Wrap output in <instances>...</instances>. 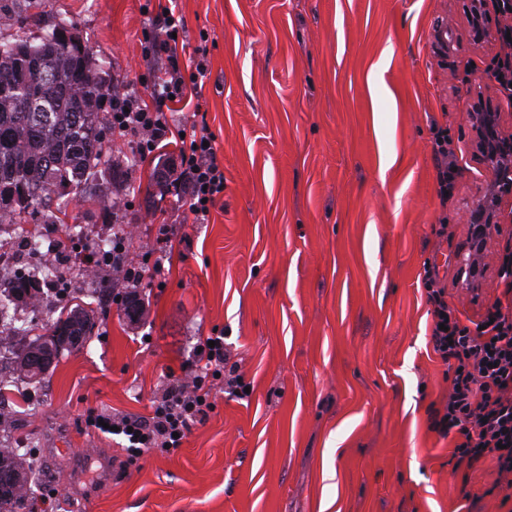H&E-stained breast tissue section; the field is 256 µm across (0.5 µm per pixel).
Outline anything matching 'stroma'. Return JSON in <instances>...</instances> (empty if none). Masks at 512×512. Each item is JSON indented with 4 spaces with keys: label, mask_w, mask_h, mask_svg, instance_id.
<instances>
[{
    "label": "stroma",
    "mask_w": 512,
    "mask_h": 512,
    "mask_svg": "<svg viewBox=\"0 0 512 512\" xmlns=\"http://www.w3.org/2000/svg\"><path fill=\"white\" fill-rule=\"evenodd\" d=\"M175 3L191 45H205L206 120L224 196L195 224L162 185L176 157L141 161L108 145L118 177L90 201L64 197L98 249L131 232L142 260L164 224L184 237L163 286L138 289L128 318L105 286L118 271L75 276L68 304L92 310L81 348L32 383L0 361V444L27 452L36 498L60 512H512L494 462L459 459L458 433L432 424L452 363L433 350L425 266L463 324L512 301L497 268L512 217L465 285L468 217L494 175L468 115L512 105L489 73L497 40L462 38L468 0H33L32 34L66 20L114 83L145 89L144 31ZM454 31L439 59L432 30ZM457 171L440 199L435 126ZM223 334L251 393L214 391V409L170 454L127 464V440L85 423L88 410L146 415L183 377L206 337Z\"/></svg>",
    "instance_id": "35a3bbf8"
}]
</instances>
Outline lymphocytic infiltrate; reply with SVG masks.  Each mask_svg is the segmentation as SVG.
Instances as JSON below:
<instances>
[{"label": "lymphocytic infiltrate", "instance_id": "f902f5d3", "mask_svg": "<svg viewBox=\"0 0 512 512\" xmlns=\"http://www.w3.org/2000/svg\"><path fill=\"white\" fill-rule=\"evenodd\" d=\"M154 36L148 37L145 56L157 59L161 67L150 81V96L114 89L101 101L108 126L115 139H136V154L144 158L158 149L171 132L166 109L171 100H183L189 86L204 77L206 66L197 62L195 70L183 74L179 63L177 32L181 18L161 13L152 21ZM178 138L179 173L170 192L192 215L194 223H207L210 211L224 192V168L212 144L213 134L206 122L187 119ZM174 236L171 225L161 227L156 239L153 262L127 261L123 268L121 303L133 299L138 289L164 278L163 259ZM426 301L432 307L435 329L433 349L443 360H454L452 389L442 414L433 425L442 434L458 432L461 443L455 447L459 458L476 461L491 458L499 474H512V313L501 302L488 308L484 329L471 331L450 308L447 292L433 271L423 278ZM224 347L223 336L214 343H201L197 359L188 370L187 380H173L149 415H114L90 411L86 422L98 427L105 422L128 436L129 460L144 451L157 449L171 453L181 447L191 428L208 419L214 408L212 391L219 384L242 389L241 377Z\"/></svg>", "mask_w": 512, "mask_h": 512}]
</instances>
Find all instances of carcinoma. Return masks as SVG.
<instances>
[{"label": "carcinoma", "mask_w": 512, "mask_h": 512, "mask_svg": "<svg viewBox=\"0 0 512 512\" xmlns=\"http://www.w3.org/2000/svg\"><path fill=\"white\" fill-rule=\"evenodd\" d=\"M102 73L103 63L90 56L79 36L58 37L52 25L39 36L20 26L0 40V222L47 220L52 210H61L64 190L98 196L105 150L99 102L111 89ZM24 289L30 294L22 303L34 304L40 284L22 280L0 295V319L18 306L12 294ZM94 327L93 315L77 303L60 312L50 334L32 338L22 331L14 340L21 346L17 371L30 381L42 380L32 370L33 354L55 346L59 330L85 339ZM1 471L14 481L0 484V512H15L29 498L35 473L17 448H0Z\"/></svg>", "instance_id": "1"}]
</instances>
